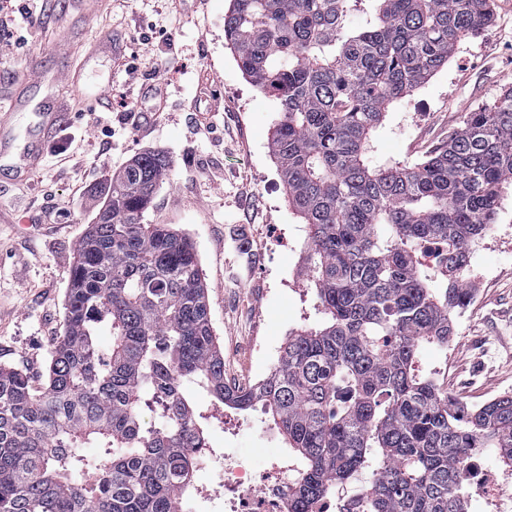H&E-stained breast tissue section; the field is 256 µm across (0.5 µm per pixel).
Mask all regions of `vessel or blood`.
Instances as JSON below:
<instances>
[{"instance_id": "obj_1", "label": "vessel or blood", "mask_w": 512, "mask_h": 512, "mask_svg": "<svg viewBox=\"0 0 512 512\" xmlns=\"http://www.w3.org/2000/svg\"><path fill=\"white\" fill-rule=\"evenodd\" d=\"M98 64L96 47H89L76 67L43 70L36 80H22L5 102H0V168H9L23 179L37 173L43 149L62 117L53 105L60 84H70L91 100L101 101L102 88L95 81ZM23 112L35 113L37 124L34 138L20 146L14 131Z\"/></svg>"}]
</instances>
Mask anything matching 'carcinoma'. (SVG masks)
Wrapping results in <instances>:
<instances>
[{"label": "carcinoma", "instance_id": "1", "mask_svg": "<svg viewBox=\"0 0 512 512\" xmlns=\"http://www.w3.org/2000/svg\"><path fill=\"white\" fill-rule=\"evenodd\" d=\"M494 12L495 0H231L226 45L283 114L270 151L306 224L322 318L288 336L257 386L227 387L193 242L144 223L171 161L141 153L106 181L76 245L44 386L0 366V512H181L208 448L201 393L263 405L301 462L292 512L365 472L363 512H466L475 455L512 468V395L468 411L417 369L423 345L452 340L470 245L512 187V88L416 166L374 156L389 108Z\"/></svg>", "mask_w": 512, "mask_h": 512}]
</instances>
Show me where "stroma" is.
Segmentation results:
<instances>
[{"mask_svg": "<svg viewBox=\"0 0 512 512\" xmlns=\"http://www.w3.org/2000/svg\"><path fill=\"white\" fill-rule=\"evenodd\" d=\"M13 6L12 44L0 53V91L35 64L77 65L96 32L108 27L137 52L141 81L167 85L168 105L153 126L130 129L125 76L116 73L107 107H90L72 92L78 113L48 144L36 174L44 201L21 196V180L0 169V206L11 207L9 223H0V365L23 371L34 389L42 388L49 353L65 330L75 247L102 205L98 189L141 152L158 150L172 166L145 221L194 243L224 353V380L255 385L273 369L289 333L320 316L303 263V226L270 152L282 114L273 96L245 78L224 42L229 0H14ZM30 12L40 19L42 35L28 36ZM171 27L170 39L165 31ZM203 73L224 106L207 129L189 109ZM510 87L512 0H496L494 21L462 41L447 65L387 113L375 150L406 166L422 162L447 143L467 112L491 106ZM63 147L78 157L76 167L61 168L56 151ZM75 180L82 194H70ZM53 203L68 213L48 229L41 210ZM468 282L473 302L457 317L454 339L444 349L423 346L418 367L434 374L460 406L475 408L512 394V194ZM258 336L271 351L254 350ZM206 412L215 418L207 432L214 451L235 454L255 470L267 463V445H284L263 413L223 405Z\"/></svg>", "mask_w": 512, "mask_h": 512, "instance_id": "1", "label": "stroma"}]
</instances>
